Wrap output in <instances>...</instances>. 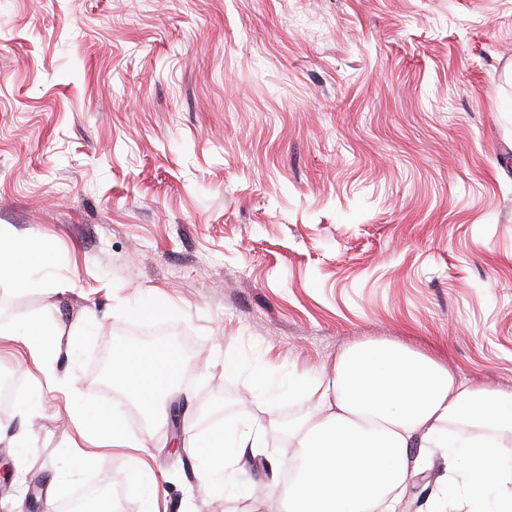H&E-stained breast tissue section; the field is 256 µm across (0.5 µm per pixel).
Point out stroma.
Masks as SVG:
<instances>
[{
  "label": "stroma",
  "instance_id": "1",
  "mask_svg": "<svg viewBox=\"0 0 512 512\" xmlns=\"http://www.w3.org/2000/svg\"><path fill=\"white\" fill-rule=\"evenodd\" d=\"M40 241L34 277L96 328L59 372L82 420L28 371L15 328L40 289L0 273V373L35 422L0 417V464L56 503L134 463L74 465L100 401L124 421L169 512H224L204 441L246 425L224 472L258 512L337 358L392 343L512 395V0H0V225ZM168 335L153 336L151 309ZM183 357L169 418L101 376L107 338ZM419 500L450 507L447 463Z\"/></svg>",
  "mask_w": 512,
  "mask_h": 512
}]
</instances>
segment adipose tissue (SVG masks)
<instances>
[{
  "label": "adipose tissue",
  "mask_w": 512,
  "mask_h": 512,
  "mask_svg": "<svg viewBox=\"0 0 512 512\" xmlns=\"http://www.w3.org/2000/svg\"><path fill=\"white\" fill-rule=\"evenodd\" d=\"M42 251L35 240L20 241L0 225V271L17 290L34 287L33 259ZM17 333L32 363L48 370L51 361L74 354L94 324L86 314L66 324L55 319L54 300ZM180 358L155 353L137 358L119 352L113 380L129 383L151 408L163 407L176 388ZM316 414L293 424L288 445L300 468L292 479L274 483L282 512H393L400 489L419 460L416 448H439L463 462L469 489L468 512H486L490 500L512 501V473L499 461L512 447V396L462 382L441 363L391 344H367L344 352L326 379ZM469 426L471 435L452 439L451 424ZM76 464L91 462L107 448L135 449L117 415L100 409L94 428L84 429ZM257 439L242 428L206 444L213 462L205 482L224 484V470L236 455L254 450Z\"/></svg>",
  "instance_id": "obj_1"
}]
</instances>
